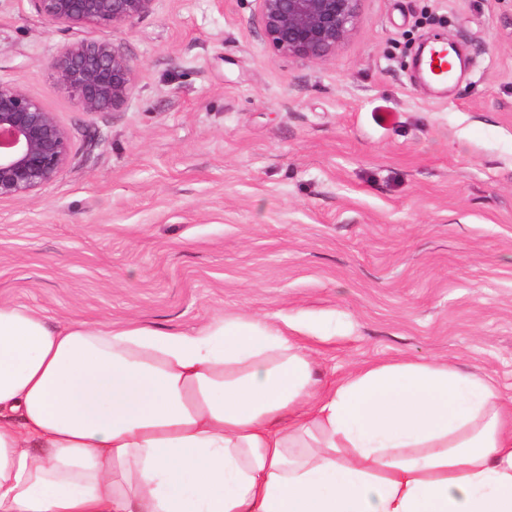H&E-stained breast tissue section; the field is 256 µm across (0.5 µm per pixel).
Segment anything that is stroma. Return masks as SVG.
<instances>
[{"mask_svg":"<svg viewBox=\"0 0 512 512\" xmlns=\"http://www.w3.org/2000/svg\"><path fill=\"white\" fill-rule=\"evenodd\" d=\"M133 66L119 109L56 82L61 48ZM447 40L466 66L424 86ZM0 80L55 112L73 159L0 201V304L53 326L287 325L327 388L444 363L512 398V0H361L327 59L275 53L256 0H154L112 27L0 0Z\"/></svg>","mask_w":512,"mask_h":512,"instance_id":"35a3bbf8","label":"stroma"}]
</instances>
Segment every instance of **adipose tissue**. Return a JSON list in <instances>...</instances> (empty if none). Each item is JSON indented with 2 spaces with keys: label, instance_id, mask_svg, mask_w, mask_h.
<instances>
[{
  "label": "adipose tissue",
  "instance_id": "ef3b65f1",
  "mask_svg": "<svg viewBox=\"0 0 512 512\" xmlns=\"http://www.w3.org/2000/svg\"><path fill=\"white\" fill-rule=\"evenodd\" d=\"M0 512H512V399L412 361L322 390L258 318L0 305Z\"/></svg>",
  "mask_w": 512,
  "mask_h": 512
}]
</instances>
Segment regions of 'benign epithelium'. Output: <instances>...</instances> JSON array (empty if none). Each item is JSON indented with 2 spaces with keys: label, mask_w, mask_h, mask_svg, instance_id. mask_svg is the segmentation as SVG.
<instances>
[{
  "label": "benign epithelium",
  "mask_w": 512,
  "mask_h": 512,
  "mask_svg": "<svg viewBox=\"0 0 512 512\" xmlns=\"http://www.w3.org/2000/svg\"><path fill=\"white\" fill-rule=\"evenodd\" d=\"M42 17L70 29L110 27L144 15L154 0H33ZM263 35L278 54L321 61L357 24L360 0H258ZM56 80L86 112L114 111L132 93L133 64L105 41L65 45ZM71 161L56 113L17 85L0 81V201L20 199L52 182Z\"/></svg>",
  "instance_id": "obj_1"
}]
</instances>
